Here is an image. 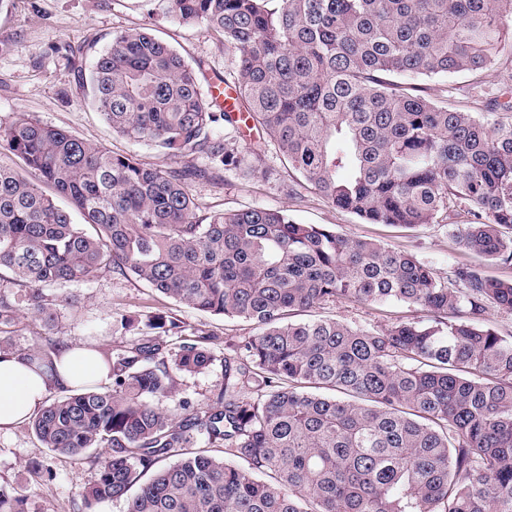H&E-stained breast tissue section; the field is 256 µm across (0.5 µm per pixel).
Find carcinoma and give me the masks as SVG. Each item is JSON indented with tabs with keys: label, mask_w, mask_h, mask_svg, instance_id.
<instances>
[{
	"label": "carcinoma",
	"mask_w": 512,
	"mask_h": 512,
	"mask_svg": "<svg viewBox=\"0 0 512 512\" xmlns=\"http://www.w3.org/2000/svg\"><path fill=\"white\" fill-rule=\"evenodd\" d=\"M169 13L234 53L232 107L146 28L114 35L81 80L113 133L204 163L146 167L29 117L0 125V145L85 221L0 165V270L26 288L22 308L0 294V354L20 310L54 314L44 287L106 269L257 329L224 358V391L179 417L161 405L176 374L213 356L162 315L101 353L110 385L47 400L30 421L43 447L104 449L87 512L121 498L127 512H512V335L485 324L512 314V280L479 264L441 277L280 210L202 218L187 191L245 166L232 130L249 121L332 206L406 228L463 210L457 243L511 264L512 114L494 97L487 112L439 105L415 81L512 54V0H169ZM336 301L404 302L429 321H288ZM18 355L54 370L38 346ZM0 512H29L7 482Z\"/></svg>",
	"instance_id": "1"
}]
</instances>
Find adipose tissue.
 Instances as JSON below:
<instances>
[{
    "instance_id": "1",
    "label": "adipose tissue",
    "mask_w": 512,
    "mask_h": 512,
    "mask_svg": "<svg viewBox=\"0 0 512 512\" xmlns=\"http://www.w3.org/2000/svg\"><path fill=\"white\" fill-rule=\"evenodd\" d=\"M57 371L43 375L14 354H0V431L20 425L42 406L51 387L87 381L109 383L110 371L93 348L73 345L55 357Z\"/></svg>"
}]
</instances>
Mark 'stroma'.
I'll use <instances>...</instances> for the list:
<instances>
[{"instance_id": "1", "label": "stroma", "mask_w": 512, "mask_h": 512, "mask_svg": "<svg viewBox=\"0 0 512 512\" xmlns=\"http://www.w3.org/2000/svg\"><path fill=\"white\" fill-rule=\"evenodd\" d=\"M139 27L174 46L191 64L200 65L207 77L223 75L231 67L221 37L200 25L172 21L164 0H5L0 5V125L25 115L142 164L169 166V159L152 147L113 134L79 87L80 72L90 69L97 52L113 35ZM425 93L469 112L481 111L489 93L501 104L512 105V64L429 81ZM237 140L246 149L247 164L242 171L225 174L219 186L206 182L189 186L201 215L281 209L298 223L329 225L350 237L413 253L442 276L451 266L469 262V254L453 236L456 225L466 222V215L455 214L413 230L370 224L329 205L310 184H298L297 173L265 135L243 126ZM292 183L298 191L291 196L286 187ZM45 292L59 301L54 319L20 314L10 335L13 349L47 348L62 342L108 349L116 341H133V333L122 326L128 315L142 322L156 314L173 316L202 333V343L214 360L203 373L177 377L176 395L165 402L172 410L184 399L198 407L215 399L224 386L225 358L233 356L242 337L256 332L248 320L212 316L178 305L146 284L108 270L89 282L57 283ZM320 313L378 330L398 319L421 317L416 308L397 302H336L325 305ZM96 474L97 466L89 458L76 459L43 448L29 423L0 431V482L16 487L27 499L30 512H85L82 492Z\"/></svg>"}]
</instances>
